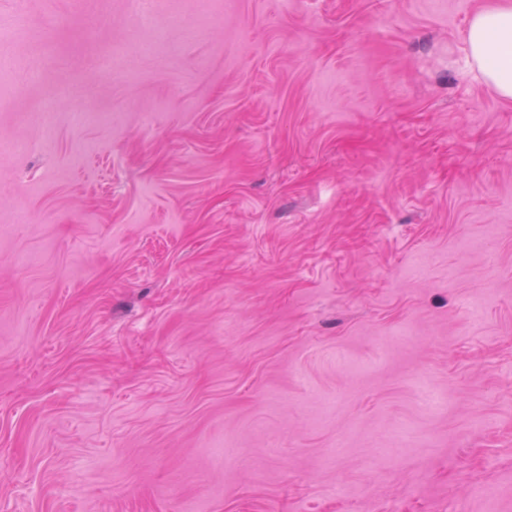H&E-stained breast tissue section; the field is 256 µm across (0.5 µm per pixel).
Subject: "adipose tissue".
<instances>
[{
  "label": "adipose tissue",
  "mask_w": 512,
  "mask_h": 512,
  "mask_svg": "<svg viewBox=\"0 0 512 512\" xmlns=\"http://www.w3.org/2000/svg\"><path fill=\"white\" fill-rule=\"evenodd\" d=\"M473 64L483 80L512 99V0H495L477 11L467 29Z\"/></svg>",
  "instance_id": "adipose-tissue-1"
}]
</instances>
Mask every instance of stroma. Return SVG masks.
Masks as SVG:
<instances>
[{"label":"stroma","mask_w":512,"mask_h":512,"mask_svg":"<svg viewBox=\"0 0 512 512\" xmlns=\"http://www.w3.org/2000/svg\"><path fill=\"white\" fill-rule=\"evenodd\" d=\"M490 3L0 0V512H512Z\"/></svg>","instance_id":"obj_1"}]
</instances>
